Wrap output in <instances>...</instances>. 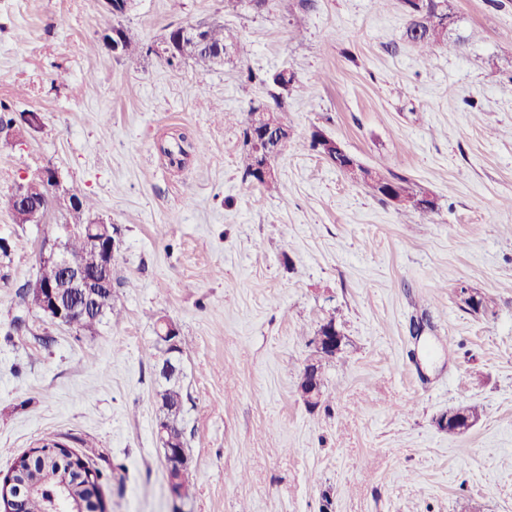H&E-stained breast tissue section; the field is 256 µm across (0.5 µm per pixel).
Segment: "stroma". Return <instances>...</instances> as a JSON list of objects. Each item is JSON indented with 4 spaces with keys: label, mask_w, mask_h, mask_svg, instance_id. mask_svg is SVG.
<instances>
[{
    "label": "stroma",
    "mask_w": 512,
    "mask_h": 512,
    "mask_svg": "<svg viewBox=\"0 0 512 512\" xmlns=\"http://www.w3.org/2000/svg\"><path fill=\"white\" fill-rule=\"evenodd\" d=\"M449 4L462 49L422 55L401 0H134L119 23L144 45L238 33L246 55L201 72L113 56L102 0H0V99L41 117L0 154V476L57 438L102 473L107 512H512V0ZM284 68L293 138L266 194L242 178V128ZM317 129L438 210L373 197L308 148ZM181 134L204 162L170 166ZM47 165L121 232L122 314L92 331L19 297L62 217L18 224L3 200ZM331 316L344 347L312 409L300 373ZM162 317L189 341L178 501L155 430ZM460 404L483 416L448 433Z\"/></svg>",
    "instance_id": "35a3bbf8"
}]
</instances>
